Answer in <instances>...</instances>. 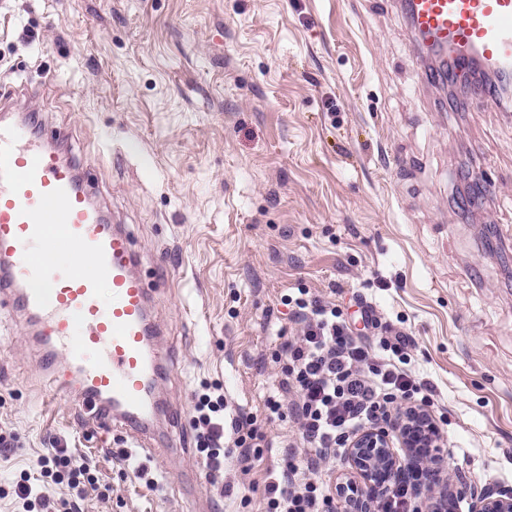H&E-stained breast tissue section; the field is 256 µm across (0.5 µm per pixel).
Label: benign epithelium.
Instances as JSON below:
<instances>
[{
	"instance_id": "obj_1",
	"label": "benign epithelium",
	"mask_w": 512,
	"mask_h": 512,
	"mask_svg": "<svg viewBox=\"0 0 512 512\" xmlns=\"http://www.w3.org/2000/svg\"><path fill=\"white\" fill-rule=\"evenodd\" d=\"M439 439V428L424 409L379 418L360 431L348 442L350 469L336 483L341 512H375L376 501L400 483L411 484L418 498L434 491L438 481L431 464ZM454 497L467 499L469 512H512V487H466Z\"/></svg>"
}]
</instances>
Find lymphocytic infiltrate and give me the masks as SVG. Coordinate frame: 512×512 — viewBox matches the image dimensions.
<instances>
[{
  "label": "lymphocytic infiltrate",
  "instance_id": "obj_1",
  "mask_svg": "<svg viewBox=\"0 0 512 512\" xmlns=\"http://www.w3.org/2000/svg\"><path fill=\"white\" fill-rule=\"evenodd\" d=\"M292 304L301 334L283 346L288 358L283 383L294 399L286 406L271 396L266 408L268 419L289 414L297 421L310 476L299 478L294 462L284 460L265 484L267 512H331L329 488L316 478L320 462L343 455L351 438L386 416L397 401L430 405L433 386L407 371L411 339L403 332L393 329L373 342L355 335L336 305L319 297L302 295ZM223 408V397L207 394L195 405L196 447L205 452L213 476L223 466L217 450L225 440H232L247 459L259 457L270 445L254 416L241 414L226 425L215 422L214 414Z\"/></svg>",
  "mask_w": 512,
  "mask_h": 512
}]
</instances>
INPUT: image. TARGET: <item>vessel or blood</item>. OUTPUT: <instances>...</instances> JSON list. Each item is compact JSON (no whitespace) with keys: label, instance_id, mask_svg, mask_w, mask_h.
Here are the masks:
<instances>
[{"label":"vessel or blood","instance_id":"obj_1","mask_svg":"<svg viewBox=\"0 0 512 512\" xmlns=\"http://www.w3.org/2000/svg\"><path fill=\"white\" fill-rule=\"evenodd\" d=\"M412 36L439 83L473 62L512 81V0H402ZM65 133L33 132L0 98V301L29 315L49 361L56 394L80 389L97 418L148 445L171 363L152 320L153 297L127 229L94 201L83 170L64 158ZM63 250L91 258V270L54 265ZM112 290L111 305L101 287Z\"/></svg>","mask_w":512,"mask_h":512}]
</instances>
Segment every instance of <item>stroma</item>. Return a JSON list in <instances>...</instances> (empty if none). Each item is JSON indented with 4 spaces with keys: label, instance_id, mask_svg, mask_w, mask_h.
Returning <instances> with one entry per match:
<instances>
[{
    "label": "stroma",
    "instance_id": "35a3bbf8",
    "mask_svg": "<svg viewBox=\"0 0 512 512\" xmlns=\"http://www.w3.org/2000/svg\"><path fill=\"white\" fill-rule=\"evenodd\" d=\"M398 0H11L0 12V90L69 134L125 225L172 354L160 393L171 438L194 444L199 394L224 416H263L288 295L304 288L348 321L370 303L411 336L410 370L451 488L512 487V99L445 97ZM24 319L0 307V512L16 485L61 512L73 492L42 474L51 446L96 478L81 512H188L164 472L195 482L201 512H265L264 484L298 439L268 428L262 458L225 441L210 481L200 453L130 456L134 441L82 401L52 409Z\"/></svg>",
    "mask_w": 512,
    "mask_h": 512
}]
</instances>
